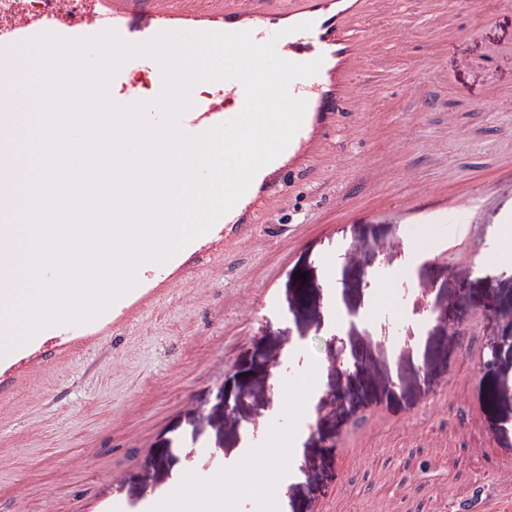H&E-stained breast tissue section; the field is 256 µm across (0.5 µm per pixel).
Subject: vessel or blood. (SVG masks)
Instances as JSON below:
<instances>
[{"instance_id":"vessel-or-blood-1","label":"vessel or blood","mask_w":512,"mask_h":512,"mask_svg":"<svg viewBox=\"0 0 512 512\" xmlns=\"http://www.w3.org/2000/svg\"><path fill=\"white\" fill-rule=\"evenodd\" d=\"M381 5L382 0H91L78 18L59 23L38 17H0V40L20 45L43 33L78 39L112 30L126 42L141 44L164 32L248 30L259 43L276 39V51L285 60L321 62L317 74L295 79L289 87L294 98L306 103L301 128L286 149L257 172L245 194L208 234L165 262L141 268L136 285L95 319L45 327L9 356H0L1 389L15 386L20 373L41 370L50 355L94 339L95 328L106 326L120 334L137 309L170 293L176 271L190 259L215 243L250 235L257 211L276 202L288 179L300 172L308 153L341 114L361 111L367 98H378V91L360 82L359 73L374 65L380 45L412 35L409 27L376 23ZM133 72L152 75L156 90L164 88L163 70L155 58H130L112 79L121 92L119 105L140 101L136 86L128 80ZM244 102L239 81L209 83L205 95L192 99L181 114L178 126L187 135H201L235 118L236 105ZM477 196V190L470 188L451 197L430 185L418 195L392 201L379 198L377 209L412 224H439L447 222L449 212H468ZM492 468L500 477L492 497L485 499L480 491H473L462 501L460 512H512V456L495 458Z\"/></svg>"}]
</instances>
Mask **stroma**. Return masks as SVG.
<instances>
[{"mask_svg": "<svg viewBox=\"0 0 512 512\" xmlns=\"http://www.w3.org/2000/svg\"><path fill=\"white\" fill-rule=\"evenodd\" d=\"M484 7L495 20L479 26L457 0L443 33L420 0H386L379 21L415 29L381 47L385 67L362 74L386 99L341 120L251 237L182 273L124 334L54 357L50 380L0 396V512H85L104 500L144 512L180 473L216 484L248 444H301L299 487L283 500L239 499L236 512H439L440 499L494 484L488 455L512 451V253L500 249L512 237V108L480 102L512 89V8ZM433 54L441 69L425 101L402 96L405 77ZM375 118L380 138L352 139L350 124ZM386 153L387 170L376 163ZM402 169L415 181H401ZM430 184L488 190L462 223L402 224L371 211L376 196ZM421 238L447 243L446 260L409 266L402 244ZM300 270L307 281L295 279ZM337 281L343 314L330 324ZM243 288L275 296L246 316ZM439 309L460 319L462 341L440 342ZM358 338L370 355L350 380L339 363ZM287 385L318 388L308 422L278 408ZM134 400L142 406L132 413ZM466 410L475 423L460 434ZM403 470L411 481L390 489Z\"/></svg>", "mask_w": 512, "mask_h": 512, "instance_id": "1", "label": "stroma"}]
</instances>
